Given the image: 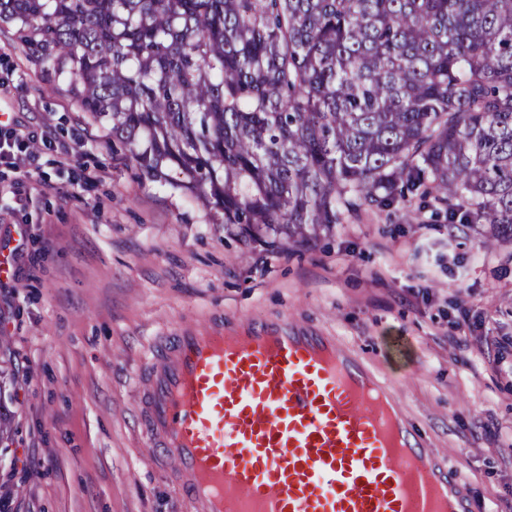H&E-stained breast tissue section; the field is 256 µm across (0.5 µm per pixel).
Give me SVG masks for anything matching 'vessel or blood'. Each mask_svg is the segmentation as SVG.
<instances>
[{
	"mask_svg": "<svg viewBox=\"0 0 512 512\" xmlns=\"http://www.w3.org/2000/svg\"><path fill=\"white\" fill-rule=\"evenodd\" d=\"M140 423L197 512H470L387 386L286 318L158 337Z\"/></svg>",
	"mask_w": 512,
	"mask_h": 512,
	"instance_id": "b4317fda",
	"label": "vessel or blood"
}]
</instances>
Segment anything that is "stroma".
<instances>
[{
    "label": "stroma",
    "mask_w": 512,
    "mask_h": 512,
    "mask_svg": "<svg viewBox=\"0 0 512 512\" xmlns=\"http://www.w3.org/2000/svg\"><path fill=\"white\" fill-rule=\"evenodd\" d=\"M79 145L44 147L17 184L46 179L27 215L57 252L34 287L0 298V488L13 512H195L139 427L153 337L288 317L336 337L397 394L462 477L471 512H512V246L418 203L363 208L330 236L270 249L225 234L188 195L139 176L67 82L50 83L0 25V113ZM466 345H457V337ZM48 459L39 477L27 456Z\"/></svg>",
    "instance_id": "stroma-1"
}]
</instances>
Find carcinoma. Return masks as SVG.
Instances as JSON below:
<instances>
[{
	"label": "carcinoma",
	"instance_id": "1",
	"mask_svg": "<svg viewBox=\"0 0 512 512\" xmlns=\"http://www.w3.org/2000/svg\"><path fill=\"white\" fill-rule=\"evenodd\" d=\"M140 175L248 242L419 198L512 244V0H0Z\"/></svg>",
	"mask_w": 512,
	"mask_h": 512
}]
</instances>
